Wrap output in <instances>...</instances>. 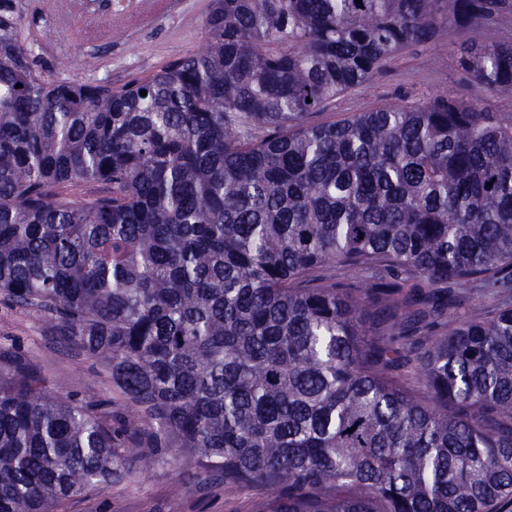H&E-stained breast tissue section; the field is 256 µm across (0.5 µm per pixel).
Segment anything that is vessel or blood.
<instances>
[{
    "instance_id": "vessel-or-blood-1",
    "label": "vessel or blood",
    "mask_w": 512,
    "mask_h": 512,
    "mask_svg": "<svg viewBox=\"0 0 512 512\" xmlns=\"http://www.w3.org/2000/svg\"><path fill=\"white\" fill-rule=\"evenodd\" d=\"M39 8L44 14L56 18L64 28H75L82 42L98 43L111 40L117 29L168 11L170 0H142L140 9L131 14H89L85 12L82 0H40Z\"/></svg>"
}]
</instances>
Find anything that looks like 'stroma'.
<instances>
[{"label": "stroma", "instance_id": "stroma-1", "mask_svg": "<svg viewBox=\"0 0 512 512\" xmlns=\"http://www.w3.org/2000/svg\"><path fill=\"white\" fill-rule=\"evenodd\" d=\"M39 57L38 69L79 81H112L119 86L148 78L173 59L197 52L206 36L210 0H173L170 10L124 30L121 39L87 45L59 29L39 10V0H22ZM495 32L450 30L439 49H410L352 94L329 102L313 122L338 121L352 112L390 104L411 105L427 98H472L480 88L457 64L468 42L492 43ZM482 96V95H481ZM0 347H18L49 375L54 392L76 399H108L112 380L100 361L59 343L40 314L16 308L0 298ZM264 491L233 489L188 478L162 463L120 484H103L65 501L61 512H254Z\"/></svg>", "mask_w": 512, "mask_h": 512}]
</instances>
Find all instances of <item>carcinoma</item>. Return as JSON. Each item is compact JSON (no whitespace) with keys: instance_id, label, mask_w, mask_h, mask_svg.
Masks as SVG:
<instances>
[{"instance_id":"obj_1","label":"carcinoma","mask_w":512,"mask_h":512,"mask_svg":"<svg viewBox=\"0 0 512 512\" xmlns=\"http://www.w3.org/2000/svg\"><path fill=\"white\" fill-rule=\"evenodd\" d=\"M507 17L211 0L197 53L114 87L37 71L0 0V293L99 358L124 407L0 351V512L184 457L264 488L256 512H512V112L307 122L447 27L497 29L458 65L512 91ZM466 285L494 308L460 315Z\"/></svg>"}]
</instances>
